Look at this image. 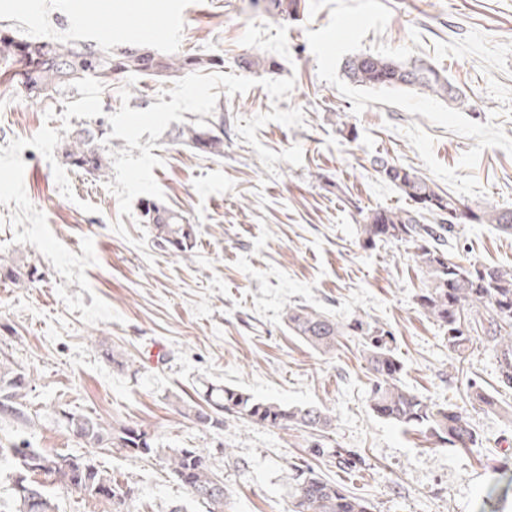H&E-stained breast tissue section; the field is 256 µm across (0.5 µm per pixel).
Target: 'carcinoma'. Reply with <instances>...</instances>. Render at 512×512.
<instances>
[{
    "label": "carcinoma",
    "instance_id": "1",
    "mask_svg": "<svg viewBox=\"0 0 512 512\" xmlns=\"http://www.w3.org/2000/svg\"><path fill=\"white\" fill-rule=\"evenodd\" d=\"M255 6L273 16L286 19L296 13V0H254ZM0 63L10 80L30 98L40 99L77 87L95 78L107 81L114 76L137 73L165 76L180 70L222 67L224 58L212 55L165 57L147 47L112 49L82 40H19L0 30ZM274 62L257 54L239 58L245 70H269ZM343 71L353 83L370 87H411L462 106L465 100L445 71L420 60L401 61L391 57L362 53L347 58ZM104 135L102 128H84L65 148V158L76 169L105 178L107 161L96 146ZM183 135L196 149L219 154L223 138L214 131L188 127ZM375 170L412 202L411 208L377 207L367 212L359 225V236L366 245L377 242L411 243L415 262L426 280L417 304L424 315L432 318L448 336V348L463 358L473 347L475 337L466 326L465 314L491 308L494 318L484 333L497 354L498 381L512 388V268L462 264L448 257L446 234L451 225L495 224L502 231L512 230V211L486 203L474 208L454 194L443 191L419 175L415 169L397 164L384 156L373 159ZM147 222L153 224L157 238L174 252L188 254L195 246L193 225L178 212L152 204L145 210ZM288 328L312 349L329 353L336 349L338 338L348 330L364 337V356L372 374L369 389L371 410L380 418L412 428L434 439L439 445L469 449L478 443L477 432L461 413L439 408L425 398L404 388L400 382L403 366L388 346L386 336L356 319L342 327L328 316L302 307L286 313ZM30 385L27 374L9 358L0 359V415H24L21 399ZM473 398L492 412L500 410L496 398L485 388L469 385ZM180 413L192 422L215 430L224 429V414L235 413L269 427L290 424L324 433L332 419L319 407H288L258 400L234 388L224 387L209 393L206 405L179 400ZM67 430L81 441L88 452L83 454L46 453L27 444L8 450L14 459L12 482L13 512H58L54 498L47 492L43 476L61 489L100 498L112 505L132 500L134 490L125 481L101 468L95 453L112 447L123 448L133 458L163 453L171 474L190 492L207 512H228L229 491L224 480L212 469L211 452L204 448H162L157 438L134 423L118 427L105 425L91 415L66 412L62 415ZM289 512H370V504L311 466L291 467Z\"/></svg>",
    "mask_w": 512,
    "mask_h": 512
}]
</instances>
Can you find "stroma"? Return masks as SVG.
I'll use <instances>...</instances> for the list:
<instances>
[{
    "mask_svg": "<svg viewBox=\"0 0 512 512\" xmlns=\"http://www.w3.org/2000/svg\"><path fill=\"white\" fill-rule=\"evenodd\" d=\"M290 19L251 0H0V26L19 37L70 39L112 47L146 45L162 54L220 55V69L168 77L122 75L86 81L52 99L29 98L0 80V355L29 377L25 419L0 415V446L27 442L45 452L82 453L57 420L61 411L108 424L136 423L176 448H206L231 493L230 512H287L290 466L308 464L367 500L371 512H512V389L497 382V358L469 314L477 341L465 359L448 349L442 328L416 303L425 277L409 244L363 247L365 211L410 202L371 165L379 154L429 170L402 135L418 125L434 155L457 167L476 144L419 114L353 102L321 81L307 41L329 9L310 14L300 0ZM383 33L368 32L364 52L403 61L435 60L434 47L477 30L512 42V0H381ZM273 59L249 72L247 51ZM463 91L461 113L496 118L512 137V116L489 95L477 57L437 60ZM224 118V150L199 151L188 126ZM104 125L99 145L109 164L101 180L67 164L77 130ZM355 129L342 132V125ZM472 174L480 195L512 209V156L488 147ZM181 212L196 246L180 256L157 244L146 204ZM452 260L512 266V231L457 224ZM325 313L340 324L362 319L392 338L401 383L455 408L479 442L469 450L379 418L369 407L371 375L363 339L341 336L322 355L285 323L288 308ZM123 353L116 370L102 347ZM478 381L500 406L491 413L470 396ZM228 386L286 406H317L333 422L324 437L307 429L263 427L225 415L216 431L184 418L175 399L202 400ZM352 455L355 466L341 464ZM96 460L136 488L132 512L172 503L205 512L157 456L113 448Z\"/></svg>",
    "mask_w": 512,
    "mask_h": 512,
    "instance_id": "35a3bbf8",
    "label": "stroma"
}]
</instances>
